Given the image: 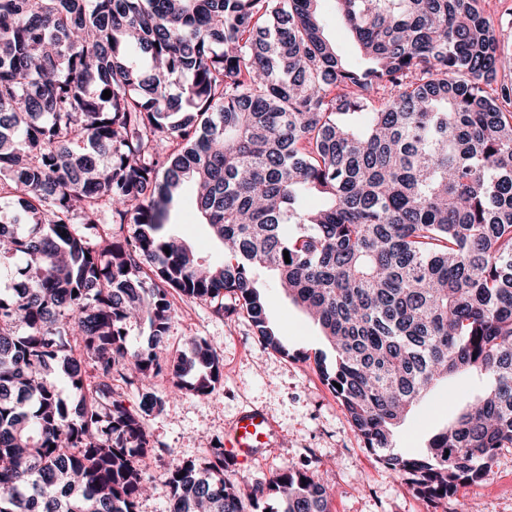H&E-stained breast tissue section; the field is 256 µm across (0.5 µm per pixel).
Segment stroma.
I'll use <instances>...</instances> for the list:
<instances>
[{
	"mask_svg": "<svg viewBox=\"0 0 512 512\" xmlns=\"http://www.w3.org/2000/svg\"><path fill=\"white\" fill-rule=\"evenodd\" d=\"M318 12L337 53L345 61H357L358 43L336 0H319ZM193 195L188 186L175 201L168 217L170 230L198 256L222 260L223 248L201 224L191 202ZM259 287L268 318L287 344L289 356L264 347L247 316L226 317L217 314L211 300L173 295L175 316L166 345L156 353L160 370L152 380L163 407L147 420L153 440L167 453L146 460L156 491L141 500L139 512H164L172 460L206 463L213 446L223 444L234 418L250 409L263 411L277 436L236 470L243 492H250L254 481L271 479L288 467L319 458L323 461L320 475L329 487L327 512H512V448L498 452L483 481L460 485L440 499L419 494L407 477L388 470L353 431L339 399L312 360L316 353L328 350L315 322L286 298L271 275H262ZM192 338L205 340L217 350L223 379L208 396L174 398L168 366ZM298 350L305 352V359L295 358ZM481 386L478 379L440 383L397 428L396 452H422L428 439L475 398Z\"/></svg>",
	"mask_w": 512,
	"mask_h": 512,
	"instance_id": "1",
	"label": "stroma"
}]
</instances>
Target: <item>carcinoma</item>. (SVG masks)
Instances as JSON below:
<instances>
[{
	"mask_svg": "<svg viewBox=\"0 0 512 512\" xmlns=\"http://www.w3.org/2000/svg\"><path fill=\"white\" fill-rule=\"evenodd\" d=\"M315 2L0 0V194L16 193L0 210V512H139L145 459L168 452L146 417L169 291L229 298L217 311L246 312L286 356L262 271L335 351L316 368L354 432L418 491L478 483L512 448V79L496 81L512 53L483 0H337L364 59L349 66ZM190 182L221 262L165 232ZM107 213L128 234L102 235ZM187 346L175 392L205 396L219 355ZM474 373L485 389L426 452L392 451L437 381ZM319 468L252 498L326 512ZM166 500L246 512L222 448L172 459Z\"/></svg>",
	"mask_w": 512,
	"mask_h": 512,
	"instance_id": "obj_1",
	"label": "carcinoma"
}]
</instances>
